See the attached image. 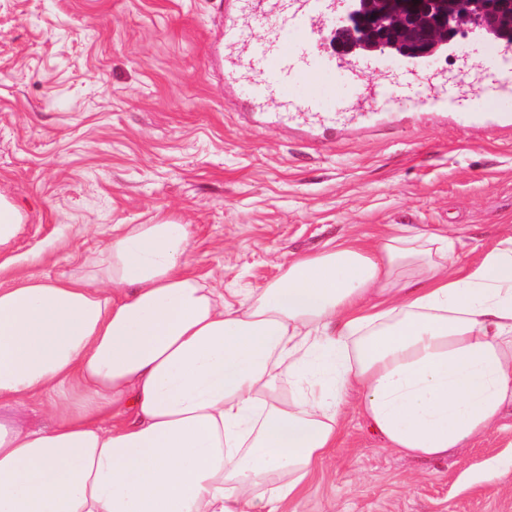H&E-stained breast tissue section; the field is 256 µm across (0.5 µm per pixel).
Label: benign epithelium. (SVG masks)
Returning <instances> with one entry per match:
<instances>
[{
  "label": "benign epithelium",
  "instance_id": "7a95c632",
  "mask_svg": "<svg viewBox=\"0 0 512 512\" xmlns=\"http://www.w3.org/2000/svg\"><path fill=\"white\" fill-rule=\"evenodd\" d=\"M511 18L512 0H362L336 20L331 44L341 54L366 47L381 57L421 63L468 31L496 43Z\"/></svg>",
  "mask_w": 512,
  "mask_h": 512
}]
</instances>
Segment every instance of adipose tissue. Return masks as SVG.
Returning <instances> with one entry per match:
<instances>
[{
    "label": "adipose tissue",
    "mask_w": 512,
    "mask_h": 512,
    "mask_svg": "<svg viewBox=\"0 0 512 512\" xmlns=\"http://www.w3.org/2000/svg\"><path fill=\"white\" fill-rule=\"evenodd\" d=\"M458 242L339 240L233 305L163 218L0 285V512H284L351 404L391 452L469 447L512 406V233Z\"/></svg>",
    "instance_id": "obj_1"
}]
</instances>
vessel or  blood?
I'll list each match as a JSON object with an SVG mask.
<instances>
[{
  "label": "vessel or blood",
  "mask_w": 512,
  "mask_h": 512,
  "mask_svg": "<svg viewBox=\"0 0 512 512\" xmlns=\"http://www.w3.org/2000/svg\"><path fill=\"white\" fill-rule=\"evenodd\" d=\"M243 2V7L231 4L224 11V84L230 88L246 84L247 99L256 109L269 108L291 120L310 118L328 125L340 116L370 120L390 102L409 100L421 110H451L471 101L463 88L446 91L443 80L421 76L413 67L405 68L401 77L370 83L358 59L324 56L314 44L302 47L289 41V31L307 27L315 18L334 17L341 0ZM250 16L267 20L274 32L244 54L239 47ZM340 76L357 86V94L337 98Z\"/></svg>",
  "instance_id": "vessel-or-blood-1"
}]
</instances>
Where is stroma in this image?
<instances>
[{
	"instance_id": "1",
	"label": "stroma",
	"mask_w": 512,
	"mask_h": 512,
	"mask_svg": "<svg viewBox=\"0 0 512 512\" xmlns=\"http://www.w3.org/2000/svg\"><path fill=\"white\" fill-rule=\"evenodd\" d=\"M420 65L482 87L492 42L457 39ZM224 89L222 0H0V194L24 219L0 249V283L53 279L102 248L115 224L190 225L200 280L235 301L289 259L390 224L457 225L461 264L512 228V128L478 111L394 105V122L312 139L261 127ZM512 411L483 439L426 462L384 448L350 412L293 512H512Z\"/></svg>"
}]
</instances>
